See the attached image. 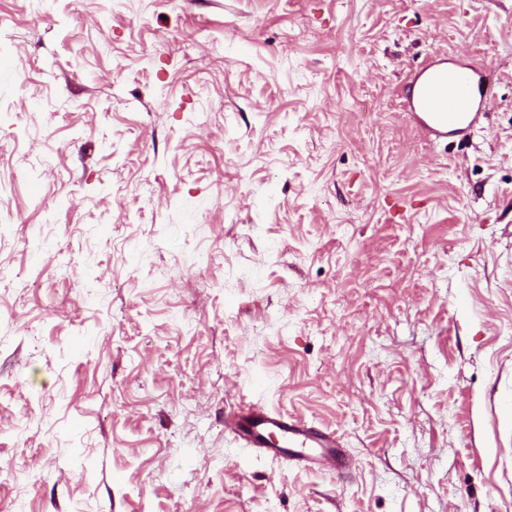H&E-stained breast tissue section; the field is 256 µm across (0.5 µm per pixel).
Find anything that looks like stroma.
<instances>
[{
	"label": "stroma",
	"instance_id": "obj_1",
	"mask_svg": "<svg viewBox=\"0 0 512 512\" xmlns=\"http://www.w3.org/2000/svg\"><path fill=\"white\" fill-rule=\"evenodd\" d=\"M0 512H512V0H0ZM488 72L472 64L448 68L434 61L419 73L417 92L407 98L406 111L414 112L435 137L444 136L448 128L467 135L493 102ZM224 430L235 440L243 441L246 447L258 448L273 458H284L311 471L345 469L352 465L333 434L272 412L258 401L240 402L227 413ZM273 437L277 438L278 446L271 445Z\"/></svg>",
	"mask_w": 512,
	"mask_h": 512
}]
</instances>
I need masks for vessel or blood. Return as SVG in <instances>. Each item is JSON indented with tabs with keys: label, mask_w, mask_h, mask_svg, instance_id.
<instances>
[{
	"label": "vessel or blood",
	"mask_w": 512,
	"mask_h": 512,
	"mask_svg": "<svg viewBox=\"0 0 512 512\" xmlns=\"http://www.w3.org/2000/svg\"><path fill=\"white\" fill-rule=\"evenodd\" d=\"M492 102L487 68L472 64L451 68L435 61L420 72L417 92L408 97L406 109L420 119L429 134L441 137L450 130L471 132ZM224 429L246 447L315 472L351 465L333 434L270 411L257 401L240 402L227 413Z\"/></svg>",
	"instance_id": "vessel-or-blood-1"
}]
</instances>
